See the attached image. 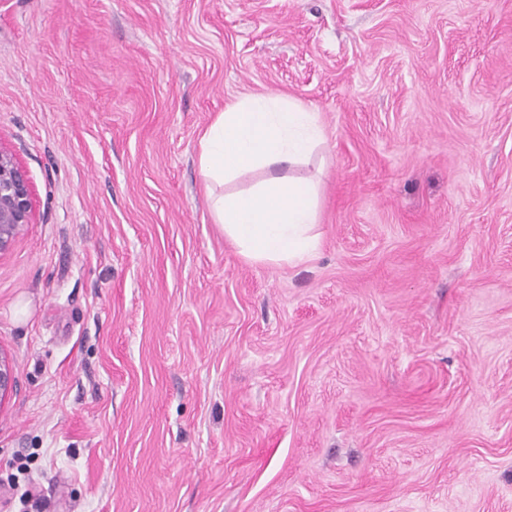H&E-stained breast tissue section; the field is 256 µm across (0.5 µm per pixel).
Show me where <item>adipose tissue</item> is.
<instances>
[{
	"label": "adipose tissue",
	"instance_id": "adipose-tissue-1",
	"mask_svg": "<svg viewBox=\"0 0 512 512\" xmlns=\"http://www.w3.org/2000/svg\"><path fill=\"white\" fill-rule=\"evenodd\" d=\"M321 140L317 113L276 96L238 100L203 134L200 173L206 181L224 183L259 169L267 173L253 190L210 198L225 237L247 261L290 265L317 249L315 189L278 170L307 158Z\"/></svg>",
	"mask_w": 512,
	"mask_h": 512
}]
</instances>
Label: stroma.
Instances as JSON below:
<instances>
[{
	"label": "stroma",
	"mask_w": 512,
	"mask_h": 512,
	"mask_svg": "<svg viewBox=\"0 0 512 512\" xmlns=\"http://www.w3.org/2000/svg\"><path fill=\"white\" fill-rule=\"evenodd\" d=\"M318 113L316 254L200 140ZM0 512H512V0H0ZM322 140L317 113L277 96L238 100L203 134L200 173L206 181L226 183L259 169L267 173L248 192L210 195L224 236L247 261L290 265L317 249L313 185L277 172L307 158ZM33 217L32 183L14 155L0 146V256L12 249ZM15 387L13 361L10 356L0 349V403H2Z\"/></svg>",
	"instance_id": "stroma-1"
}]
</instances>
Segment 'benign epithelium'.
<instances>
[{
    "label": "benign epithelium",
    "instance_id": "7a95c632",
    "mask_svg": "<svg viewBox=\"0 0 512 512\" xmlns=\"http://www.w3.org/2000/svg\"><path fill=\"white\" fill-rule=\"evenodd\" d=\"M33 217L32 183L14 155L0 147V256L12 249ZM14 387L13 361L0 349V403Z\"/></svg>",
    "mask_w": 512,
    "mask_h": 512
}]
</instances>
